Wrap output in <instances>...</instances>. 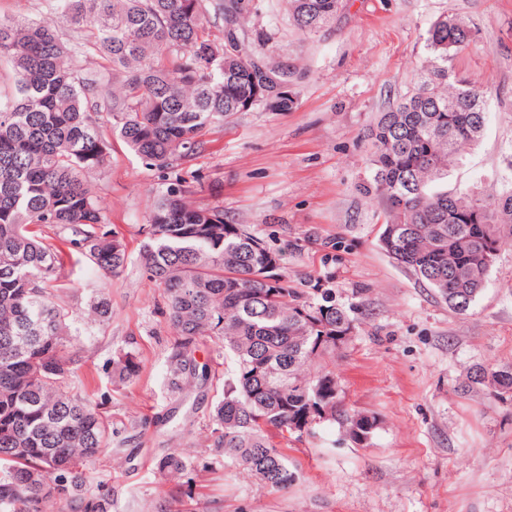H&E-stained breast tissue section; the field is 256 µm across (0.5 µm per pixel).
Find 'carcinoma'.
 Instances as JSON below:
<instances>
[{
    "label": "carcinoma",
    "instance_id": "1",
    "mask_svg": "<svg viewBox=\"0 0 512 512\" xmlns=\"http://www.w3.org/2000/svg\"><path fill=\"white\" fill-rule=\"evenodd\" d=\"M79 37L68 46L45 21L0 16V61L13 70L0 94V512H43L34 478L53 480L66 512H112L114 496L88 493L84 467L111 449L97 405L69 390L76 360L67 352L69 310L54 294L65 259L116 276L130 259L127 242L107 228L87 176L103 168L112 138L137 157L175 169L204 146L203 132L249 110L256 94L253 58L284 65L211 39L210 17L232 25L243 12L226 0H47ZM341 0H289L294 25L313 33L336 17ZM471 30L444 16L428 30L429 64L420 84L367 132L373 178L365 193L383 204L379 242L397 265L433 288L457 313L483 292L498 253L512 245V194L450 192L448 169L481 137L483 91L448 67L469 46ZM112 66L81 76L80 57ZM53 229V235L45 229ZM138 261L163 290L175 340L167 357L168 391L206 383L199 342L218 339L232 368L209 414L205 447L274 492L299 478L288 449L323 421L338 422L366 446L377 417L348 410L329 362L353 329L349 309L328 291L315 300L288 287L280 254L224 210L201 206L176 184L139 228ZM130 352L112 361V380L138 377ZM481 386L512 402V364L479 366L462 391ZM156 470L192 498V463L165 451Z\"/></svg>",
    "mask_w": 512,
    "mask_h": 512
}]
</instances>
